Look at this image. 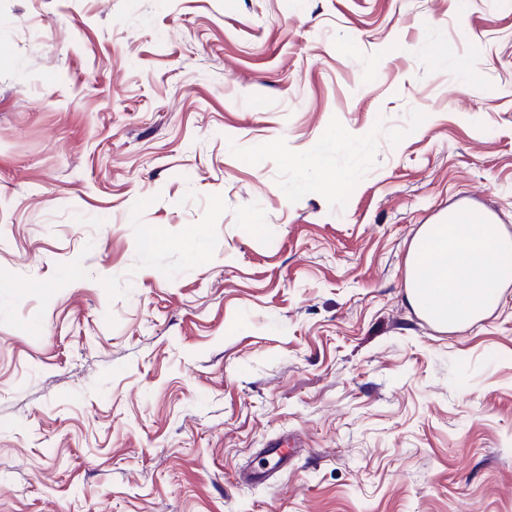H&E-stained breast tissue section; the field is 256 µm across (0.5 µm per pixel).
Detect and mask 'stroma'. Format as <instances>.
<instances>
[{
  "label": "stroma",
  "mask_w": 512,
  "mask_h": 512,
  "mask_svg": "<svg viewBox=\"0 0 512 512\" xmlns=\"http://www.w3.org/2000/svg\"><path fill=\"white\" fill-rule=\"evenodd\" d=\"M470 196L512 0H0V512H512V284L406 299Z\"/></svg>",
  "instance_id": "35a3bbf8"
}]
</instances>
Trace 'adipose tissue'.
Masks as SVG:
<instances>
[{"label":"adipose tissue","instance_id":"obj_1","mask_svg":"<svg viewBox=\"0 0 512 512\" xmlns=\"http://www.w3.org/2000/svg\"><path fill=\"white\" fill-rule=\"evenodd\" d=\"M512 282V237L498 224H426L407 260L406 298L445 330L475 324Z\"/></svg>","mask_w":512,"mask_h":512}]
</instances>
